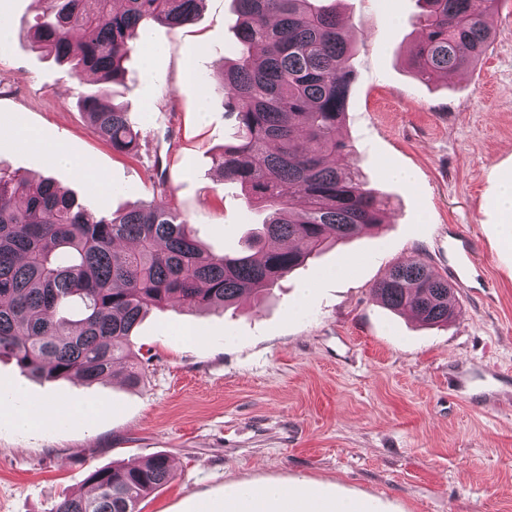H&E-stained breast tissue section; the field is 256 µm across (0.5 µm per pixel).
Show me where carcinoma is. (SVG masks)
Listing matches in <instances>:
<instances>
[{"mask_svg": "<svg viewBox=\"0 0 512 512\" xmlns=\"http://www.w3.org/2000/svg\"><path fill=\"white\" fill-rule=\"evenodd\" d=\"M203 0H43L30 28L35 43L99 89L80 104L118 153L138 148L128 112L109 101L133 40L153 23L193 22ZM241 46L222 61L225 107L238 128L219 166L240 183L248 207L265 213L247 249L204 251L188 221L161 206L91 211L46 177L0 169V357L40 379L86 384L127 368L142 381L130 337L153 308L227 309L277 283L329 239L382 224L385 201L359 179L336 138L353 81L354 45L345 17L321 0H234ZM419 42L408 68L420 81L474 67L491 40L498 0H418ZM384 305L436 325L454 315L448 279L420 258L398 263L373 288ZM78 301L81 316L62 315ZM174 477L165 454L92 471L86 490L53 512H139V502Z\"/></svg>", "mask_w": 512, "mask_h": 512, "instance_id": "carcinoma-1", "label": "carcinoma"}]
</instances>
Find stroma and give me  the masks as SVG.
Wrapping results in <instances>:
<instances>
[{
    "instance_id": "stroma-1",
    "label": "stroma",
    "mask_w": 512,
    "mask_h": 512,
    "mask_svg": "<svg viewBox=\"0 0 512 512\" xmlns=\"http://www.w3.org/2000/svg\"><path fill=\"white\" fill-rule=\"evenodd\" d=\"M354 34L346 117L362 180L388 210L376 231L328 244L238 309L150 310L132 338L144 370L90 385L21 374L0 358V512H51L91 471L167 455L173 479L141 512L222 507L231 482L305 484L323 501L362 500L367 512H512V249L499 244V179L512 174V0L490 18L487 51L449 82L413 78L417 0H338ZM31 0H0L11 37L0 48V166L50 176L86 208L176 210L209 252L239 247L263 216L239 184L219 180L216 159L237 132L215 62L238 50L232 0H205L194 23L149 28L155 56L136 45L112 101L139 131L135 154L114 152L79 108L95 89L37 50ZM24 126L30 144L12 135ZM62 145L93 162L102 193L72 167ZM390 168L415 181L390 180ZM476 242L455 315L428 327L372 293L395 264L423 259L448 272V228ZM311 284L307 301L298 291ZM202 342L190 340V333ZM493 372L463 395L460 374ZM101 406L29 429L7 413L21 404Z\"/></svg>"
}]
</instances>
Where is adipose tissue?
I'll return each instance as SVG.
<instances>
[{"label":"adipose tissue","mask_w":512,"mask_h":512,"mask_svg":"<svg viewBox=\"0 0 512 512\" xmlns=\"http://www.w3.org/2000/svg\"><path fill=\"white\" fill-rule=\"evenodd\" d=\"M224 512H364V508L354 501L318 503L300 485L286 488L276 484H232L224 496Z\"/></svg>","instance_id":"1"}]
</instances>
